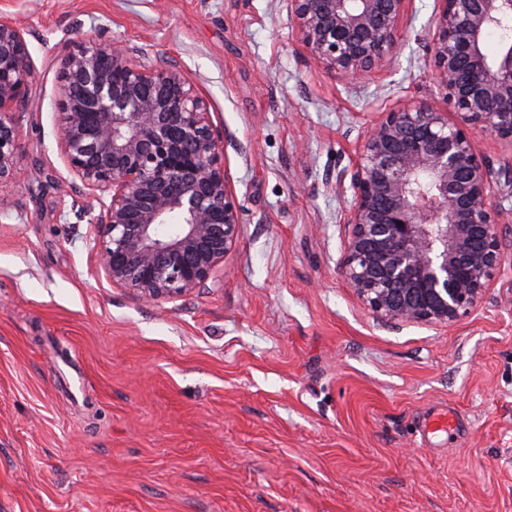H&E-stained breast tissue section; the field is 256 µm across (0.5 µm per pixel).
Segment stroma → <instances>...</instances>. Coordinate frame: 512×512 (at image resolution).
I'll return each instance as SVG.
<instances>
[{
  "label": "stroma",
  "instance_id": "obj_1",
  "mask_svg": "<svg viewBox=\"0 0 512 512\" xmlns=\"http://www.w3.org/2000/svg\"><path fill=\"white\" fill-rule=\"evenodd\" d=\"M437 0L352 83L287 0H0L32 63L22 160L0 192V512H512V220L483 300L389 322L344 280L351 168L375 113L446 110ZM103 37L176 62L223 136L238 242L205 287H112L92 201L58 150L57 59ZM452 408L459 435L425 437Z\"/></svg>",
  "mask_w": 512,
  "mask_h": 512
}]
</instances>
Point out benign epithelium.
Masks as SVG:
<instances>
[{"label":"benign epithelium","instance_id":"benign-epithelium-1","mask_svg":"<svg viewBox=\"0 0 512 512\" xmlns=\"http://www.w3.org/2000/svg\"><path fill=\"white\" fill-rule=\"evenodd\" d=\"M409 0H288L308 53L350 82L383 71ZM432 75L448 113L404 104L371 122L350 174L341 269L382 318L451 325L502 265L504 215L476 133L512 142V0H439ZM492 30L508 31L494 57ZM110 39L58 58V148L97 201L105 278L146 302L204 287L235 248L240 210L206 101L175 64L147 66ZM33 73L23 33L0 16V189L17 174L19 121Z\"/></svg>","mask_w":512,"mask_h":512}]
</instances>
